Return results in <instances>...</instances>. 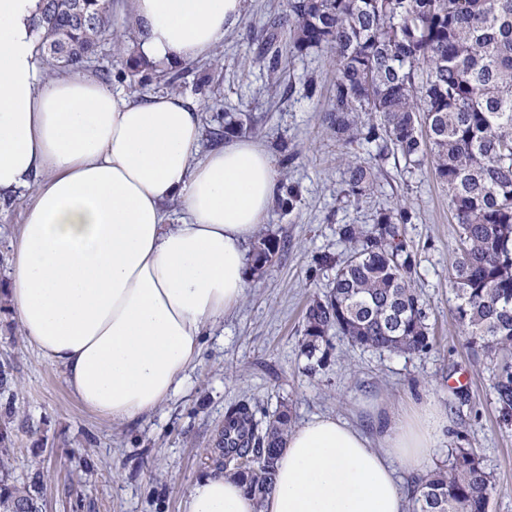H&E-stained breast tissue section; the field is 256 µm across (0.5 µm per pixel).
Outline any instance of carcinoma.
I'll list each match as a JSON object with an SVG mask.
<instances>
[{
  "instance_id": "cac0c4a2",
  "label": "carcinoma",
  "mask_w": 512,
  "mask_h": 512,
  "mask_svg": "<svg viewBox=\"0 0 512 512\" xmlns=\"http://www.w3.org/2000/svg\"><path fill=\"white\" fill-rule=\"evenodd\" d=\"M291 49H325L336 65L328 114L336 138L373 144L376 156L431 161L448 191L461 254L453 267V311L467 342L502 357L492 389L502 420H512V0H288ZM37 49L58 70H71L112 34L106 0H42ZM277 28L266 31L259 61L282 63ZM426 79L419 80L420 67ZM347 193L359 200L377 179L374 167L347 162ZM407 209L383 208L373 227L340 224L348 244L331 289L306 309L302 354L309 369L327 362L335 335L363 349L403 354L432 347L427 313L414 284L415 257L404 225ZM285 244L260 238L251 271L265 272ZM291 411L283 404L259 427L247 404L227 411L218 462L246 494L261 501L275 488ZM493 482L471 448L414 482L413 512H488ZM0 512H40L25 487L0 492Z\"/></svg>"
}]
</instances>
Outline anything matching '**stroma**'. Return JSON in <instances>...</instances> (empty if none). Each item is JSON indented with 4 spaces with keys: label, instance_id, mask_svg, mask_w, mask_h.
I'll list each match as a JSON object with an SVG mask.
<instances>
[{
    "label": "stroma",
    "instance_id": "1",
    "mask_svg": "<svg viewBox=\"0 0 512 512\" xmlns=\"http://www.w3.org/2000/svg\"><path fill=\"white\" fill-rule=\"evenodd\" d=\"M288 12V0H247L241 22L204 59L180 66L178 94L197 103L203 127L219 116L248 113L253 130L244 138L278 160L282 184L296 185L294 211L272 207L260 234L286 242L262 275L251 276L245 296L223 324L201 342L194 371L181 390L155 411L115 424L85 409L71 394L57 366L38 356L8 310L5 288L16 237L31 202L30 191L0 204V366L10 389L0 392V444L8 481L28 486L43 512H184L188 486L213 470L210 458L231 406L250 404L265 424L288 403L293 425L315 415H333L373 432L371 406L399 411L409 402L436 399L450 425L431 459L445 461L454 441L475 449L493 478L489 512H512V421H502L491 389L494 364L473 351L453 317L450 283L460 255L448 193L430 161H383L371 195L353 203L345 194L346 163L371 161L370 145H347L331 129L327 113L336 69L327 50L284 52L277 76L255 58L266 28ZM97 58L82 73L95 75L111 64L127 68L133 28L114 21ZM407 207L406 226L416 263L415 286L433 334L421 357L379 354L332 340L330 355L315 373L300 354L303 314L311 299L332 286L334 268L319 267L316 254L345 256L336 234L341 224L370 227L379 209Z\"/></svg>",
    "mask_w": 512,
    "mask_h": 512
}]
</instances>
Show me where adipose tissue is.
Wrapping results in <instances>:
<instances>
[{
  "mask_svg": "<svg viewBox=\"0 0 512 512\" xmlns=\"http://www.w3.org/2000/svg\"><path fill=\"white\" fill-rule=\"evenodd\" d=\"M40 0H0V198L35 193L7 288L24 337L62 368L74 398L126 423L193 371L209 327L243 299L245 245L277 198L272 155L249 139L200 153L201 116L175 93L144 100L79 72L42 78ZM246 0H127L143 63L207 57ZM180 203L179 223L165 221ZM374 435L316 416L293 430L263 503L223 472L193 482L186 512H405L448 414L425 398L373 408Z\"/></svg>",
  "mask_w": 512,
  "mask_h": 512,
  "instance_id": "ef3b65f1",
  "label": "adipose tissue"
}]
</instances>
